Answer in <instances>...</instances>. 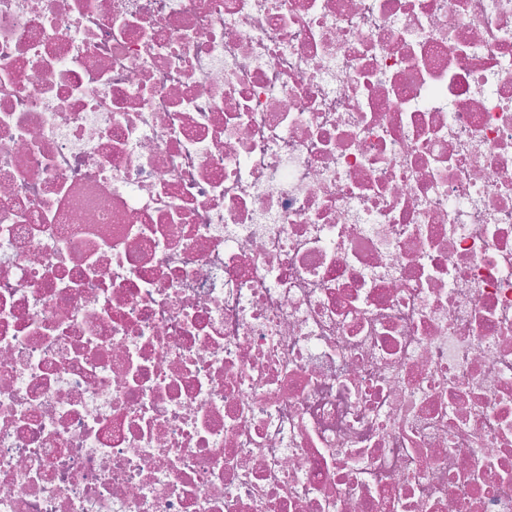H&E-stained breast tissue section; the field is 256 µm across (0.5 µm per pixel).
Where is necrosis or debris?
<instances>
[{"mask_svg": "<svg viewBox=\"0 0 512 512\" xmlns=\"http://www.w3.org/2000/svg\"><path fill=\"white\" fill-rule=\"evenodd\" d=\"M0 512H512V0H0Z\"/></svg>", "mask_w": 512, "mask_h": 512, "instance_id": "obj_1", "label": "necrosis or debris"}]
</instances>
